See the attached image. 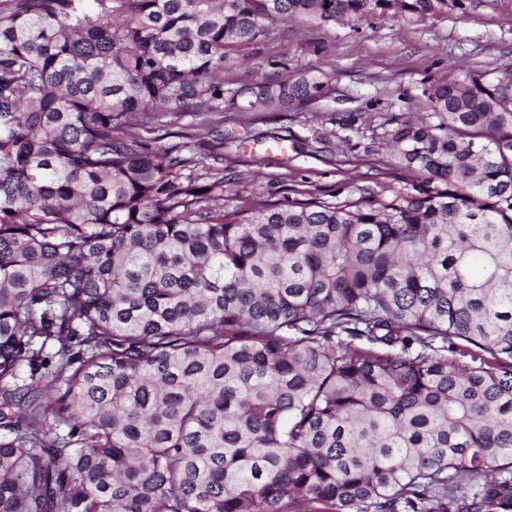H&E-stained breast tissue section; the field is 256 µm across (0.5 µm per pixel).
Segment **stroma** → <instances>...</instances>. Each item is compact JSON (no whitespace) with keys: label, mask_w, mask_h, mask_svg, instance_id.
<instances>
[{"label":"stroma","mask_w":512,"mask_h":512,"mask_svg":"<svg viewBox=\"0 0 512 512\" xmlns=\"http://www.w3.org/2000/svg\"><path fill=\"white\" fill-rule=\"evenodd\" d=\"M465 10L422 22H387L353 32L342 25L276 23L263 42L233 51L224 81L268 75L264 60L284 56L290 70L330 61L328 97L288 112L212 115L224 129V208L318 197L344 201L371 192L411 194L417 180L384 152L370 151L382 113L423 110L421 83L438 75L512 70V0H465ZM353 129H345V120Z\"/></svg>","instance_id":"stroma-1"}]
</instances>
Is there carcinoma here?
I'll return each mask as SVG.
<instances>
[{
	"instance_id": "carcinoma-1",
	"label": "carcinoma",
	"mask_w": 512,
	"mask_h": 512,
	"mask_svg": "<svg viewBox=\"0 0 512 512\" xmlns=\"http://www.w3.org/2000/svg\"><path fill=\"white\" fill-rule=\"evenodd\" d=\"M450 5L0 0V512H512V71L385 118L392 198L228 212L224 132L146 137L327 97L224 84L276 20Z\"/></svg>"
}]
</instances>
